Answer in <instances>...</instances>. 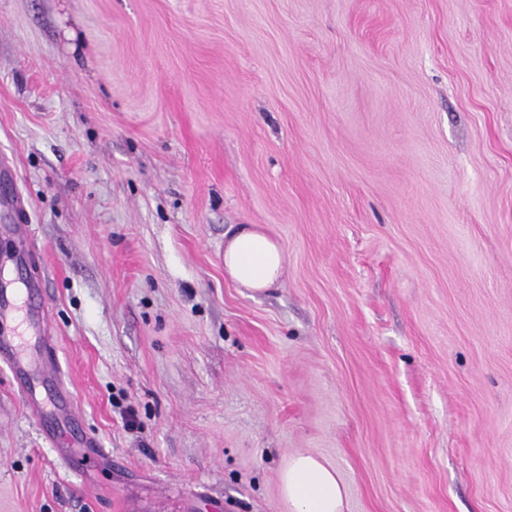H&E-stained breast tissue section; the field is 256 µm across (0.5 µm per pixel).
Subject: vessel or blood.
Instances as JSON below:
<instances>
[{"label": "vessel or blood", "instance_id": "b4317fda", "mask_svg": "<svg viewBox=\"0 0 512 512\" xmlns=\"http://www.w3.org/2000/svg\"><path fill=\"white\" fill-rule=\"evenodd\" d=\"M25 210L23 196L7 192L0 198V234L17 241L18 249L11 257L16 264L32 260L35 254L32 228L23 219ZM40 291V286L30 281L0 278V365L8 369L43 438L54 447L62 429L73 425L74 406L47 332L48 317L38 299ZM80 446L81 453L66 455L65 462L75 475L83 476L94 468L102 450L90 438Z\"/></svg>", "mask_w": 512, "mask_h": 512}]
</instances>
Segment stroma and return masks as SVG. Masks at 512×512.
Masks as SVG:
<instances>
[{
    "label": "stroma",
    "instance_id": "1",
    "mask_svg": "<svg viewBox=\"0 0 512 512\" xmlns=\"http://www.w3.org/2000/svg\"><path fill=\"white\" fill-rule=\"evenodd\" d=\"M1 154L103 453L0 372V512H512V0H0ZM236 225L224 234V272L257 292L277 287L286 263L283 248L254 224ZM289 512H344L345 490L336 472L312 455L293 456L280 474Z\"/></svg>",
    "mask_w": 512,
    "mask_h": 512
}]
</instances>
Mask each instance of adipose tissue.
Here are the masks:
<instances>
[{"label": "adipose tissue", "mask_w": 512, "mask_h": 512, "mask_svg": "<svg viewBox=\"0 0 512 512\" xmlns=\"http://www.w3.org/2000/svg\"><path fill=\"white\" fill-rule=\"evenodd\" d=\"M224 271L257 292L277 287L286 256L281 245L251 224L226 233ZM280 494L289 512H344V486L332 466L311 455L293 456L280 474Z\"/></svg>", "instance_id": "adipose-tissue-1"}]
</instances>
